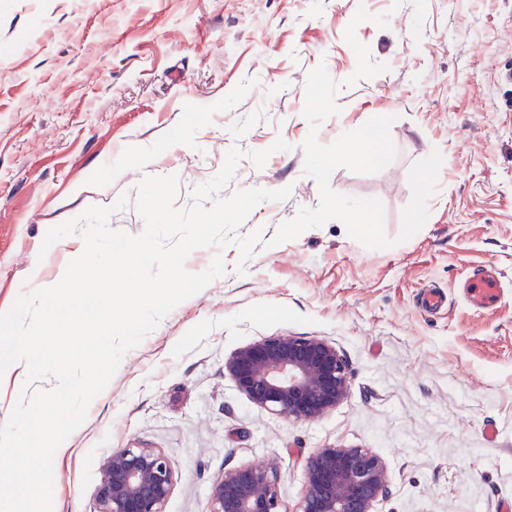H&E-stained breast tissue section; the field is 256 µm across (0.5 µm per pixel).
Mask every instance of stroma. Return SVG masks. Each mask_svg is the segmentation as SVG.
Listing matches in <instances>:
<instances>
[{
    "label": "stroma",
    "instance_id": "35a3bbf8",
    "mask_svg": "<svg viewBox=\"0 0 512 512\" xmlns=\"http://www.w3.org/2000/svg\"><path fill=\"white\" fill-rule=\"evenodd\" d=\"M361 6L371 18L356 36L386 70L349 86L344 33ZM321 64L339 83L321 144L395 118L390 165L329 180L381 200L392 246L366 247L337 220L271 243L320 202L301 143L306 80ZM279 138L288 150L256 166L249 151ZM234 147L243 157L221 197L291 193L239 228L262 232L249 258L234 244L189 255L187 271L218 255L225 275L125 354L53 466V512H97L100 459L130 446L171 459L165 512H209L217 475L267 461L295 512L305 459L326 446L386 462L379 512H498L512 500V0H0V312L31 290L35 264L49 279L64 272L69 252L40 253L51 228L123 196L109 224L140 234L143 176H177L184 209ZM435 149L428 218L400 240L410 169ZM489 266L501 293L479 310L464 284ZM428 286L446 293L442 310L421 308ZM283 334L323 338L349 365L347 397L318 420L272 415L224 373L237 348Z\"/></svg>",
    "mask_w": 512,
    "mask_h": 512
}]
</instances>
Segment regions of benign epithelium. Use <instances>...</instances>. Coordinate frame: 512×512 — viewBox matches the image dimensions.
<instances>
[{"label":"benign epithelium","instance_id":"1","mask_svg":"<svg viewBox=\"0 0 512 512\" xmlns=\"http://www.w3.org/2000/svg\"><path fill=\"white\" fill-rule=\"evenodd\" d=\"M224 373L253 405L285 420L313 421L347 396L349 369L317 336L279 335L243 345ZM175 483L171 459L154 448H114L98 468V512H165ZM383 459L367 448H320L305 460L294 512H374L387 490ZM210 512H284L275 465H244L214 478Z\"/></svg>","mask_w":512,"mask_h":512}]
</instances>
